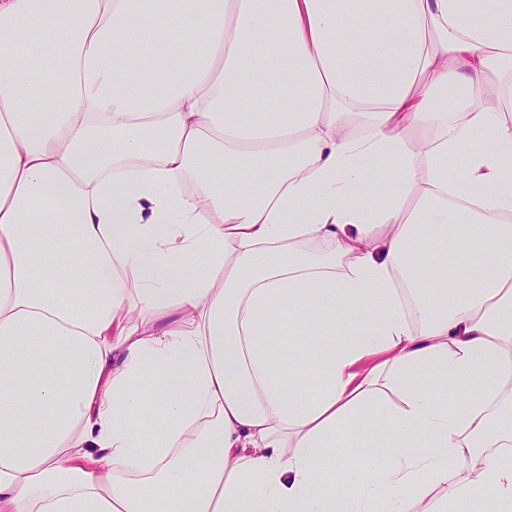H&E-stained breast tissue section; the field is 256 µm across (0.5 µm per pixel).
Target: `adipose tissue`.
I'll return each mask as SVG.
<instances>
[{
  "label": "adipose tissue",
  "instance_id": "1",
  "mask_svg": "<svg viewBox=\"0 0 512 512\" xmlns=\"http://www.w3.org/2000/svg\"><path fill=\"white\" fill-rule=\"evenodd\" d=\"M510 410L512 0H0V512H512Z\"/></svg>",
  "mask_w": 512,
  "mask_h": 512
}]
</instances>
